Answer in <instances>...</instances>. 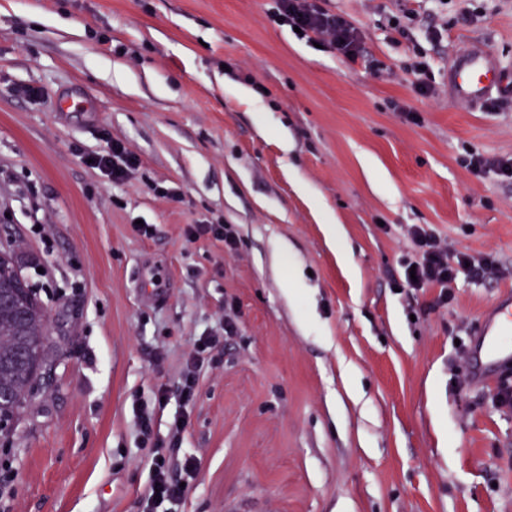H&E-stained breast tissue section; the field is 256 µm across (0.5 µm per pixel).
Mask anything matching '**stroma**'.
Masks as SVG:
<instances>
[{
	"label": "stroma",
	"mask_w": 512,
	"mask_h": 512,
	"mask_svg": "<svg viewBox=\"0 0 512 512\" xmlns=\"http://www.w3.org/2000/svg\"><path fill=\"white\" fill-rule=\"evenodd\" d=\"M325 6L398 76L297 40L276 0H0V249L50 315L46 365L0 435L14 512H140L133 404L175 387L228 317L173 451L199 464L182 512H512V411L459 359L512 292V180L461 159L512 160V103L448 91L466 44L512 67V0ZM419 51L432 97L400 71ZM112 139L137 159L121 184L85 162ZM199 222L237 250L188 239ZM411 224L504 276H459L445 305L396 289ZM206 234H211L214 238L223 240L224 250L228 252L237 249V237L226 224H189L185 229V235L190 239H197Z\"/></svg>",
	"instance_id": "1"
}]
</instances>
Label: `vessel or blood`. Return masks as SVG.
<instances>
[{
  "instance_id": "vessel-or-blood-1",
  "label": "vessel or blood",
  "mask_w": 512,
  "mask_h": 512,
  "mask_svg": "<svg viewBox=\"0 0 512 512\" xmlns=\"http://www.w3.org/2000/svg\"><path fill=\"white\" fill-rule=\"evenodd\" d=\"M449 80L457 101L471 105L492 98L512 96V72L501 69L495 58L479 47L461 51L455 58ZM487 360L512 363V300L498 303L493 309V325L480 344Z\"/></svg>"
}]
</instances>
